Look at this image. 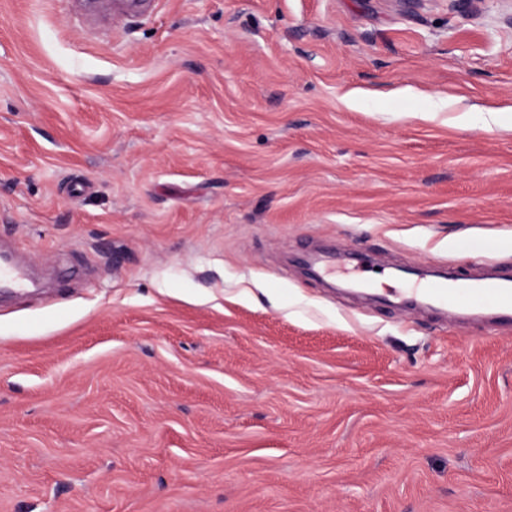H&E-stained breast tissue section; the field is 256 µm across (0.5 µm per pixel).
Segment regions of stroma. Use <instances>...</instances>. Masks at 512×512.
Listing matches in <instances>:
<instances>
[{
  "label": "stroma",
  "mask_w": 512,
  "mask_h": 512,
  "mask_svg": "<svg viewBox=\"0 0 512 512\" xmlns=\"http://www.w3.org/2000/svg\"><path fill=\"white\" fill-rule=\"evenodd\" d=\"M71 2L0 0V512H512V325L294 264L512 271V0Z\"/></svg>",
  "instance_id": "1"
}]
</instances>
